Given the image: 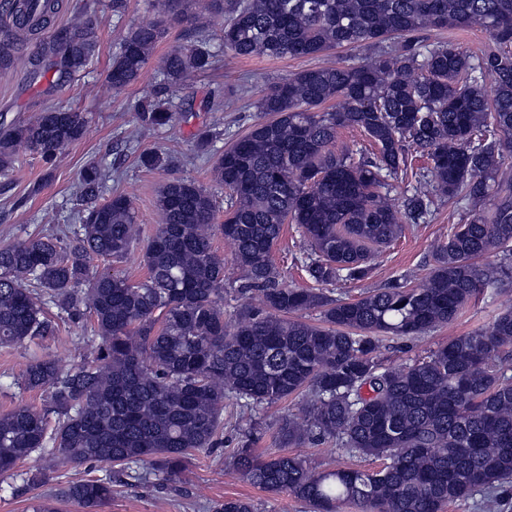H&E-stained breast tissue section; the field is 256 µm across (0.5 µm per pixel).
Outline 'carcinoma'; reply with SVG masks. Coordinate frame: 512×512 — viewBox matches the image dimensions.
Returning <instances> with one entry per match:
<instances>
[{"mask_svg":"<svg viewBox=\"0 0 512 512\" xmlns=\"http://www.w3.org/2000/svg\"><path fill=\"white\" fill-rule=\"evenodd\" d=\"M157 20L128 30L107 83L121 90L142 75L167 34L166 19L189 24L165 56L160 78L182 85L232 58H308L365 46L370 60L308 68L275 83L259 99L265 119L213 163L226 190L219 230L233 246L244 299L224 320V259L213 248L216 207L194 181L164 185L162 224L144 253L146 277L132 282L91 273L95 257L125 258L138 236L132 200L100 203L105 174L81 172L79 226L67 243L55 235L0 245V345L54 336L50 307L73 322L88 317L91 352L65 369L33 360L18 379L46 391L48 408L18 405L0 413V473L37 455L42 467L21 476L44 484L71 465L100 477L62 490L85 512L112 501V479L145 478L148 465L167 480L195 454L224 449L233 471L269 492L286 491L312 512H445L469 499L506 507L512 481V306L486 328L456 336L411 362L379 356L386 338L415 339L451 325L474 299L512 280V0H204L222 22L212 50L193 0H151ZM61 0H15L13 25L49 27ZM86 4L69 25L15 57L0 41V65L58 73L63 81L95 54ZM478 27L492 47L478 59L493 80L487 92L469 56L453 42L424 45L431 29ZM141 126L160 131L174 119L168 99L135 105ZM89 119L50 108L0 134V172L27 154L47 164L81 140ZM356 128L372 153L337 148L338 131ZM429 160L413 169L412 151ZM147 169L168 157L148 151ZM411 181L405 188L394 181ZM465 201L468 218L433 250L426 280L396 279L353 299L324 286L360 282L377 249L396 240L404 222H427L435 199ZM297 224L309 245L304 260L316 288L284 284L272 261L283 226ZM495 255L497 261H488ZM315 311L320 322L299 313ZM300 396L302 419L279 423L283 450L259 455L244 443L224 447V407L267 408ZM332 439L344 454L377 468H309L302 448ZM214 512H254L246 498H226Z\"/></svg>","mask_w":512,"mask_h":512,"instance_id":"obj_1","label":"carcinoma"}]
</instances>
